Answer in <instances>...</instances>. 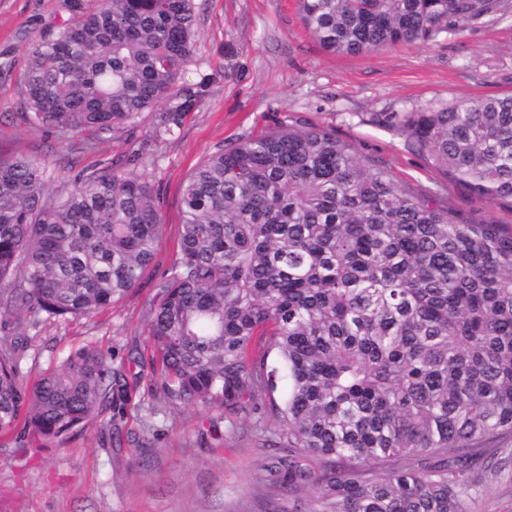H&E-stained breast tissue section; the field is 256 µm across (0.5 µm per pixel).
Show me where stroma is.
<instances>
[{
  "label": "stroma",
  "instance_id": "stroma-1",
  "mask_svg": "<svg viewBox=\"0 0 512 512\" xmlns=\"http://www.w3.org/2000/svg\"><path fill=\"white\" fill-rule=\"evenodd\" d=\"M197 37L184 83L218 72L180 132L152 136L140 113L95 147L85 135L61 139L24 119L29 43L72 19L65 0H0V157L45 162L50 194L62 177L131 159L158 193L163 215L152 264L112 306L76 320L42 323L21 362L26 382L85 346L101 349L127 383L124 400L80 431L20 443L0 440V512H274L266 487L279 451L262 445L288 395L250 399V413L186 407L160 389L148 335L151 309L176 255L182 188L207 156L278 126L323 127L388 169L417 195L454 212L512 225V201L479 198L431 166L389 120L453 98L512 94V15L449 28L425 42L365 55L322 50L305 29L297 0H195ZM471 512H512V439L495 443Z\"/></svg>",
  "mask_w": 512,
  "mask_h": 512
}]
</instances>
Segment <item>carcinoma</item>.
Instances as JSON below:
<instances>
[{"mask_svg": "<svg viewBox=\"0 0 512 512\" xmlns=\"http://www.w3.org/2000/svg\"><path fill=\"white\" fill-rule=\"evenodd\" d=\"M27 46L24 120L103 135L141 112L179 131L213 72L190 62L194 0H78ZM334 54L427 41L512 12V0H298ZM393 119L414 149L484 198L512 199V94L455 98ZM110 160L46 198L43 162L0 158V437H60L122 399L107 355L71 354L33 384L30 329L86 317L137 285L162 231L157 194ZM179 250L148 333L167 397L246 411L290 390L268 485L314 493L309 512H470L486 447L512 436V226L415 196L322 128L279 127L209 155L182 191ZM267 337L280 367L251 358Z\"/></svg>", "mask_w": 512, "mask_h": 512, "instance_id": "carcinoma-1", "label": "carcinoma"}]
</instances>
